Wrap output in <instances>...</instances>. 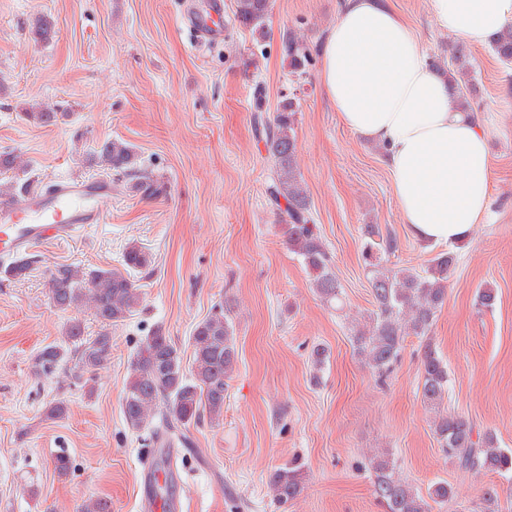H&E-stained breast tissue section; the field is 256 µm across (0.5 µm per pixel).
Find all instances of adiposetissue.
<instances>
[{"label": "adipose tissue", "instance_id": "1", "mask_svg": "<svg viewBox=\"0 0 512 512\" xmlns=\"http://www.w3.org/2000/svg\"><path fill=\"white\" fill-rule=\"evenodd\" d=\"M438 26L475 48L512 25V0H429ZM323 95L339 122L382 148L401 218L419 239L451 246L490 202L491 131L430 63L393 0H340L317 47Z\"/></svg>", "mask_w": 512, "mask_h": 512}]
</instances>
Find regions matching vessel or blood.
<instances>
[{"mask_svg": "<svg viewBox=\"0 0 512 512\" xmlns=\"http://www.w3.org/2000/svg\"><path fill=\"white\" fill-rule=\"evenodd\" d=\"M186 25L197 42H222L224 0H205L203 7L192 8ZM112 191L108 181L67 177L53 180L46 188L24 190L20 198L0 200V255L25 253L102 223Z\"/></svg>", "mask_w": 512, "mask_h": 512, "instance_id": "b4317fda", "label": "vessel or blood"}]
</instances>
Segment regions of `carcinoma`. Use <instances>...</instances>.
Listing matches in <instances>:
<instances>
[{
	"label": "carcinoma",
	"mask_w": 512,
	"mask_h": 512,
	"mask_svg": "<svg viewBox=\"0 0 512 512\" xmlns=\"http://www.w3.org/2000/svg\"><path fill=\"white\" fill-rule=\"evenodd\" d=\"M271 0H235V16L244 26L265 39L266 19ZM504 63H512V26L506 28L491 46ZM283 54L292 76L307 74L310 49L302 39L289 33L283 38ZM452 83L460 100L471 106L476 92L466 54L460 46L450 49V61H434ZM254 123L262 133L273 162V175L267 188L269 200L278 206L285 201L288 223L280 225L284 243L302 258L317 294L332 304L340 300V284L333 271L331 257L314 224L311 202L298 171L296 131L298 105L295 99L281 101L272 120L263 111V90L256 87ZM94 162L104 171H114L134 180L136 190L153 195L161 191L151 172L138 167L133 147L122 139L104 142ZM363 259L372 268L370 285L377 307L365 324L354 330L352 339L364 364L380 377L388 375L397 361L405 337L423 341L420 391L423 403L438 410L433 430L442 451L459 470L496 474L512 483V449L501 448L497 435L480 432L473 423L455 413L441 410L448 396V367L429 341L436 313L447 297L448 274L456 265V254L438 253L421 272L409 269L381 270L380 251L393 250L390 238H383L378 227L364 229ZM34 263L30 257L18 258L0 270L4 278L25 279ZM152 256L143 247L129 245L123 255L124 270L81 268L57 265L50 272V297L61 310L91 306L104 329L93 338H84L82 323L74 319L66 327L68 339L75 344L73 357L78 373H91L112 359V334L109 328L129 318L139 302L138 288L130 278L133 270L151 266ZM193 362L185 370L180 350L162 328L143 337L128 366L123 396L127 424L142 429L159 418L153 429V443L169 447L189 427L204 420L218 422L224 416L226 380L238 358L234 327L224 312L199 322L192 336ZM64 361L55 345L45 346L36 358V366L48 370ZM373 493L386 512H432V504L444 506L456 501L455 488L439 481L423 494L401 479L391 454L382 451L369 461ZM270 485L280 506L297 499L303 491L299 464L291 461L276 469ZM468 512H503L496 486L485 488L471 502Z\"/></svg>",
	"instance_id": "carcinoma-1"
}]
</instances>
